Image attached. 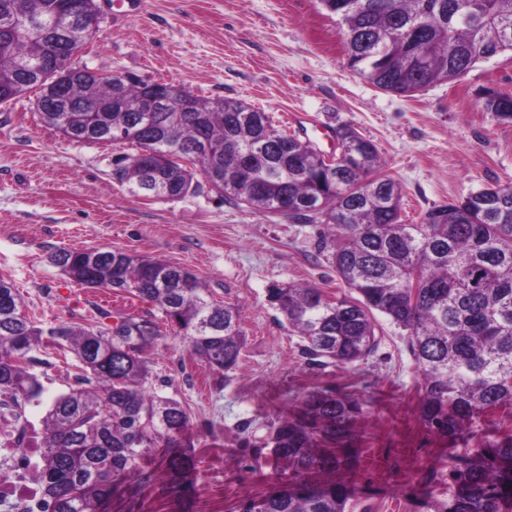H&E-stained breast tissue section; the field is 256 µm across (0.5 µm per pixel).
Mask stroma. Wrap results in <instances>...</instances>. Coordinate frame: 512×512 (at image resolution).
Returning <instances> with one entry per match:
<instances>
[{
	"mask_svg": "<svg viewBox=\"0 0 512 512\" xmlns=\"http://www.w3.org/2000/svg\"><path fill=\"white\" fill-rule=\"evenodd\" d=\"M97 4L95 37L75 65L245 101L326 153L336 149L333 127L351 124L377 145L384 172L401 187L407 221L512 183V123L484 111L481 98L487 88L512 95L511 54L407 98L349 69L338 19L319 0H140L132 13ZM35 99L29 92L0 104V278L17 288L23 312L44 327L67 321L94 329L101 305L116 316L144 313L132 295L78 286L51 262L63 249L100 247L187 268L215 299L244 309L246 345L228 374L194 360L172 335L147 353L153 388L189 416L190 498L168 496L157 454L147 463L153 483L119 488L102 512H236L281 478L274 467L256 466L246 440L263 436L314 388L368 403L355 426L359 462L340 474L353 488L348 512H435L448 497V444L419 419L420 372L405 331L376 315L380 343L371 357L355 367L319 366L267 301L269 288L294 283L344 293L321 249L326 228L236 207L207 189L179 199L132 194L112 177L127 146L62 136L40 122ZM41 358L48 396L66 392L77 372L72 355L50 349Z\"/></svg>",
	"mask_w": 512,
	"mask_h": 512,
	"instance_id": "obj_1",
	"label": "stroma"
}]
</instances>
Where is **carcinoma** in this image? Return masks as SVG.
Segmentation results:
<instances>
[{
  "label": "carcinoma",
  "mask_w": 512,
  "mask_h": 512,
  "mask_svg": "<svg viewBox=\"0 0 512 512\" xmlns=\"http://www.w3.org/2000/svg\"><path fill=\"white\" fill-rule=\"evenodd\" d=\"M70 0H0V103L37 91L54 78H19L51 38L26 19ZM340 18L348 67L374 87L412 97L464 77L479 60L512 53V0H320ZM71 110L39 111L47 127L79 143L128 142L147 152L144 167L123 156L113 176L160 198L169 190L210 189L237 206L329 229L324 248L347 292L312 285L269 290L268 301L324 366H355L377 350L373 314L407 331L421 379L420 420L448 441V501L439 512H512V434L489 438L482 416L512 409V186L487 185L401 219V191L382 170L377 146L355 128L335 129L341 155L276 129L240 100L194 94L186 112H114L130 107L149 80L120 87L88 82L63 56ZM483 108L512 122V96L489 92ZM52 262L86 288L126 292L151 306L107 329L61 322L41 327L21 310L14 285L0 279V408L19 420L24 405L48 402L42 421L38 480L50 512H100L120 482H151L141 467L166 448V491L191 482L193 460L182 438L189 418L176 399L150 390L145 352L167 327L190 355L215 372L236 368L244 347L241 310L215 300L190 270L110 248L62 250ZM71 353L79 374L68 392L45 400L36 352ZM364 402L329 389L308 391L297 412L270 423L255 444L288 475L239 512H347L351 486L332 477L358 461L354 430Z\"/></svg>",
  "instance_id": "obj_1"
}]
</instances>
